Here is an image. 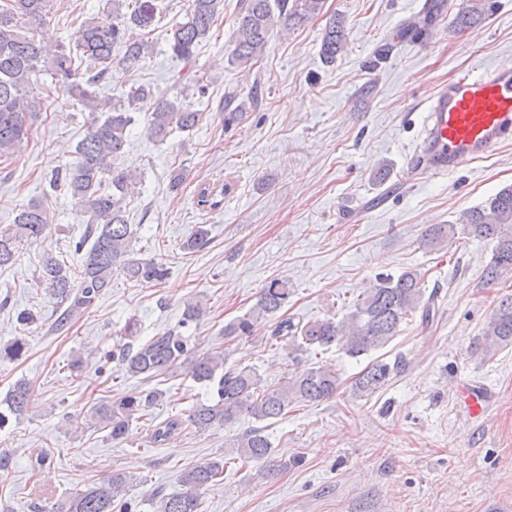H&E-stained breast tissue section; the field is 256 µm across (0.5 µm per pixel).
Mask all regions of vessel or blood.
Returning a JSON list of instances; mask_svg holds the SVG:
<instances>
[{"instance_id":"vessel-or-blood-1","label":"vessel or blood","mask_w":512,"mask_h":512,"mask_svg":"<svg viewBox=\"0 0 512 512\" xmlns=\"http://www.w3.org/2000/svg\"><path fill=\"white\" fill-rule=\"evenodd\" d=\"M420 109V141L408 163L416 178L445 176L492 154L512 140V62L460 71L438 85ZM456 394L473 414L492 399L471 380L457 383Z\"/></svg>"}]
</instances>
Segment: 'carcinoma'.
<instances>
[{
    "label": "carcinoma",
    "instance_id": "carcinoma-1",
    "mask_svg": "<svg viewBox=\"0 0 512 512\" xmlns=\"http://www.w3.org/2000/svg\"><path fill=\"white\" fill-rule=\"evenodd\" d=\"M126 10H121V7ZM224 0H191L187 21L172 28L169 48L184 62L193 59L198 42L213 27L222 12ZM323 0H239L238 26L231 59L239 64L258 60L274 26L296 28L318 14ZM52 0H7L0 5V158L18 151L28 139L30 120L38 112L40 101L33 95L37 72L53 71L60 87L93 112H106V117L93 120L87 135L76 148L75 160L65 172L58 173L53 185L65 186L72 198L85 207L91 224L88 237L75 252L81 255L78 269L54 256L41 262L39 278L50 293L67 304L58 326L89 308L97 296L119 274L138 284L160 283L169 275L166 264L154 258L132 256L134 236L128 224L127 201L137 194V181L130 173L115 166L124 152L129 128L133 124L130 108L151 104L149 134L165 141L174 131L193 130L201 113L176 105L148 87L138 86L126 93V103L109 104L98 97L95 87L110 74L116 62L134 66L145 55L149 43L141 32L152 25L160 4L157 0H112V11L84 22L74 47L58 45L49 48L35 38L37 28L46 22ZM346 32L343 20L329 21L322 35L320 53L331 63L344 50ZM121 48L120 59L112 58ZM88 63L80 73L72 67V55ZM49 226V215L42 203L32 201L17 214L14 224L0 229V268L16 261V244L36 240ZM462 229L468 234L494 241L490 261L484 270V281L494 283L503 274L512 273V186L501 189L481 207L465 214ZM457 233L455 224H436L426 230L425 244L437 247ZM288 282L271 280L260 291L258 301L249 313L224 328L227 336L251 334L254 315L277 318L271 340L281 348L293 345L301 350H328L336 347L350 358L367 355L385 347L400 332L409 314L421 311L429 321L434 309L433 296H425L421 273L406 270L398 275L376 277L352 304L347 319L333 318L296 320L279 312L288 301ZM482 353L489 355L512 346V297L502 299L482 328ZM27 352L26 343L17 338L0 348V358L19 360ZM124 370L147 379L161 375L182 359L190 360L193 380L216 388L218 400L213 404L191 407L186 418H168L155 426L150 440L164 445L177 436L184 424L206 429L216 423H231L248 416L256 425L233 439L239 459L261 462L269 472L279 464L272 459V445L266 434L268 423L288 414L296 402H319L336 395L340 377L329 366L312 367L277 385H262L260 376L250 368L227 365L224 352L205 351L192 355L188 339L174 331L134 344L125 343L112 352ZM402 368V361L382 359L368 365L357 377L355 390L371 395L383 388ZM164 393L152 388L124 394L110 403L95 407L97 421L108 430L114 441L124 439L129 425L137 417L161 404ZM33 403L30 388L20 383L8 397V408L22 414ZM224 458L213 459L186 471L182 489L163 494L156 500V512H202L200 491L224 477ZM130 483L127 474L116 469L85 490L55 502L51 512H115Z\"/></svg>",
    "mask_w": 512,
    "mask_h": 512
}]
</instances>
